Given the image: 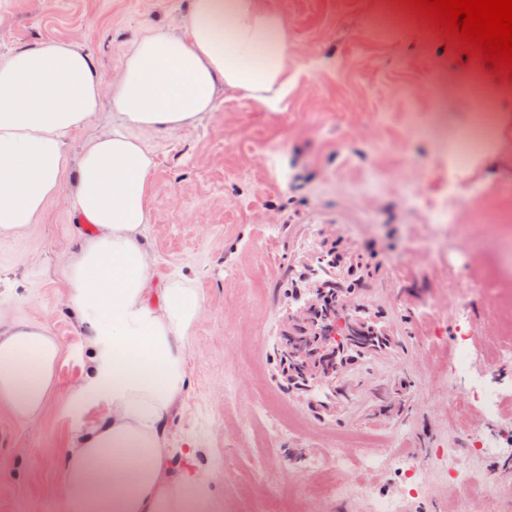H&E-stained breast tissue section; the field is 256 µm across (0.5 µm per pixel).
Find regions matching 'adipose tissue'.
Segmentation results:
<instances>
[{
  "label": "adipose tissue",
  "mask_w": 512,
  "mask_h": 512,
  "mask_svg": "<svg viewBox=\"0 0 512 512\" xmlns=\"http://www.w3.org/2000/svg\"><path fill=\"white\" fill-rule=\"evenodd\" d=\"M288 26L260 0H191L181 32L135 41L112 85L118 125L87 146L73 207L96 228L69 260V301L91 348L73 394L103 411L62 460L66 512H207L193 450L169 434L187 385L186 339L203 300L191 281L153 285L145 246L152 157L129 126L174 129L213 111L218 89L277 107L295 88ZM90 58L44 41L0 64V234L31 224L68 167L67 137L99 108ZM61 344L0 314V404L41 417L59 387Z\"/></svg>",
  "instance_id": "ef3b65f1"
}]
</instances>
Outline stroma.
I'll use <instances>...</instances> for the list:
<instances>
[{"instance_id":"obj_1","label":"stroma","mask_w":512,"mask_h":512,"mask_svg":"<svg viewBox=\"0 0 512 512\" xmlns=\"http://www.w3.org/2000/svg\"><path fill=\"white\" fill-rule=\"evenodd\" d=\"M390 0H262L288 23L297 89L270 109L234 93L214 111L160 130L134 129L154 167L147 248L156 284L194 280L203 312L186 340L189 385L170 445L194 447L211 512H512V77L485 70L501 102L498 139L452 166L449 125L477 108L461 95L479 56L418 13L395 21ZM190 0H0V63L49 40L86 53L102 101L67 145L77 163L112 128V81L150 29L179 31ZM72 173L25 229L0 235V314L48 326L62 346L60 386L35 422L0 405V512H65L62 457L100 407L77 405L88 349L63 269L90 233L73 209ZM344 244L367 304L397 334L369 355L319 416L288 389L273 345L295 304L296 253ZM499 395L500 411L472 388ZM498 448L471 491L443 473L475 432ZM385 458L368 471L364 456ZM342 484L349 498L321 495Z\"/></svg>"}]
</instances>
